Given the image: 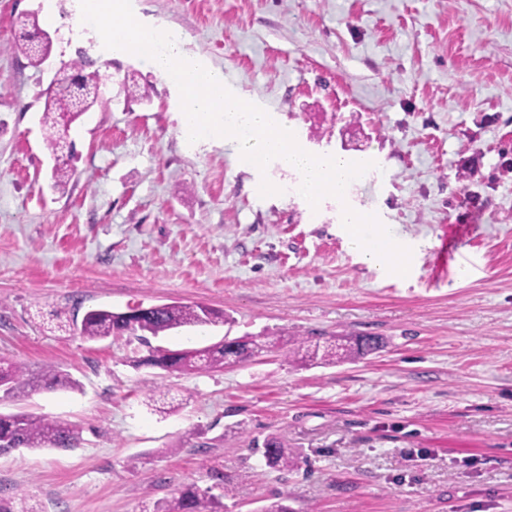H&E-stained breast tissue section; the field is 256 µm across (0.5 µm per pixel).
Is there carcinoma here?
Instances as JSON below:
<instances>
[{"instance_id": "1", "label": "carcinoma", "mask_w": 512, "mask_h": 512, "mask_svg": "<svg viewBox=\"0 0 512 512\" xmlns=\"http://www.w3.org/2000/svg\"><path fill=\"white\" fill-rule=\"evenodd\" d=\"M23 33L14 44L17 51L32 63H42V56L51 53L52 44L44 45L37 51L30 43V30H39L34 16L19 19ZM95 61L83 51L76 57L65 72L49 89L42 122L46 126V149L57 157L63 150L64 138L61 128L77 120L83 112L100 102V86L103 77L99 70H91ZM212 322V316L200 304H162L141 308L135 322L124 318V313L110 309L87 311L79 331L88 340H102L112 336H134L146 341L145 334L154 337L168 331L203 325ZM287 332L251 336L249 340L237 341L233 352L224 349V341H219L201 349L154 350L147 358L138 361L140 365L160 368L168 372L210 371L221 369L226 364H234L252 358L260 353H278L282 349V337ZM382 339L377 336H330L323 343L309 344L298 342L297 352L301 359L316 364H335L351 356L361 357L380 348ZM76 381L52 366L44 368L37 375L27 373L21 366L0 363V391L6 397L18 396L27 391L45 389L49 391L73 389ZM81 442V431L77 425L58 419L19 413L0 415V453L12 450V446L23 448H75ZM263 457L266 465L278 470H286L293 464V456L275 438L264 443ZM221 503L214 497L200 495L191 487H184L169 499L142 506V512H219Z\"/></svg>"}]
</instances>
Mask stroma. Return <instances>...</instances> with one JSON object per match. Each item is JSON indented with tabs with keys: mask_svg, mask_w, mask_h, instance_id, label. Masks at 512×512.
I'll return each mask as SVG.
<instances>
[{
	"mask_svg": "<svg viewBox=\"0 0 512 512\" xmlns=\"http://www.w3.org/2000/svg\"><path fill=\"white\" fill-rule=\"evenodd\" d=\"M185 50L275 111L315 155L375 161L348 203L421 241L406 276H378L311 207L294 173L241 163L231 139L185 141L175 82L116 58L79 0H0V360L80 387L0 399L64 419L73 449L0 456L16 512H140L194 486L224 512H512V0H131ZM37 13L35 66L12 46ZM105 101L72 123L65 191L41 118L77 49ZM135 74L137 98L121 82ZM268 178L281 192L260 196ZM464 254L433 275L453 224ZM200 303L223 322L141 342L87 341V310ZM288 330L379 336L333 366L291 348L207 372L140 365L149 348ZM292 451L268 468L263 443Z\"/></svg>",
	"mask_w": 512,
	"mask_h": 512,
	"instance_id": "stroma-1",
	"label": "stroma"
}]
</instances>
